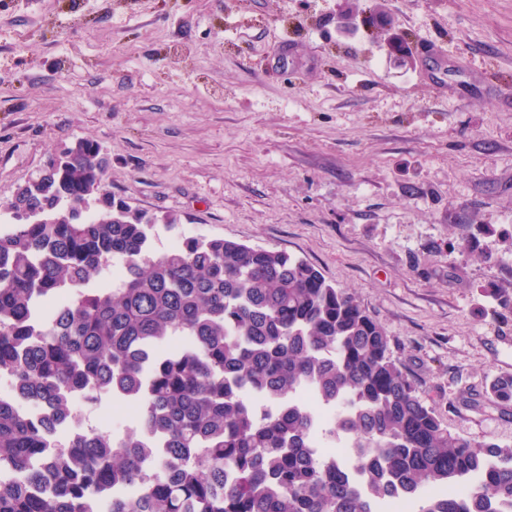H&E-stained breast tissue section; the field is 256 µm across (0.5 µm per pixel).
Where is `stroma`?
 <instances>
[{
  "mask_svg": "<svg viewBox=\"0 0 512 512\" xmlns=\"http://www.w3.org/2000/svg\"><path fill=\"white\" fill-rule=\"evenodd\" d=\"M80 139L105 193L353 292L450 432L512 445V0H0V218ZM487 399L498 406H509L512 403V376L497 378L490 387Z\"/></svg>",
  "mask_w": 512,
  "mask_h": 512,
  "instance_id": "35a3bbf8",
  "label": "stroma"
}]
</instances>
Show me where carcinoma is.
<instances>
[{
    "instance_id": "carcinoma-1",
    "label": "carcinoma",
    "mask_w": 512,
    "mask_h": 512,
    "mask_svg": "<svg viewBox=\"0 0 512 512\" xmlns=\"http://www.w3.org/2000/svg\"><path fill=\"white\" fill-rule=\"evenodd\" d=\"M91 140L49 158L0 225V375L47 406L0 400V512H494L512 504V445L453 434L356 297L286 252L219 236L156 247L149 217L101 194ZM120 276L106 281L113 261ZM512 313V294L483 288ZM309 388L352 464L319 455ZM81 393L138 411L136 431L56 432ZM487 399L512 403V376ZM55 481L40 490L43 471Z\"/></svg>"
}]
</instances>
